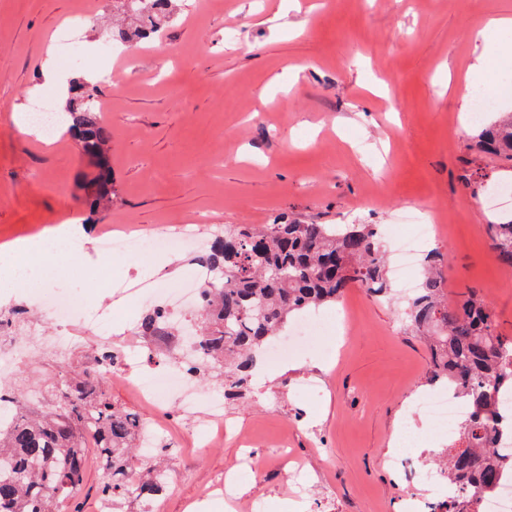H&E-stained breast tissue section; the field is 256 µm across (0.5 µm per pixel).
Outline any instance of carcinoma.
<instances>
[{"instance_id":"1","label":"carcinoma","mask_w":512,"mask_h":512,"mask_svg":"<svg viewBox=\"0 0 512 512\" xmlns=\"http://www.w3.org/2000/svg\"><path fill=\"white\" fill-rule=\"evenodd\" d=\"M122 0L125 12L139 22L130 41L162 28L171 0ZM64 117L78 136L82 153L95 168L90 208L112 210L116 191L110 152L112 130L100 118L97 86L77 84ZM475 150L512 165V118L483 125ZM497 262L512 269V220L488 225ZM211 268L217 281L204 289L194 315L199 352L192 371L199 377L224 376V398L240 397L250 383L256 355L278 336L298 312L336 304L353 287L382 297L388 294L386 251L377 224H314L275 218L260 228L234 225L213 237L195 258ZM445 270L430 259L416 293L407 301L405 320L428 343L433 377L445 378L463 397L469 411L462 445L448 449V481L457 493L441 505L443 512H480L479 498L495 491L500 474L512 472V456L495 452L499 421L496 391L512 387V341L493 332V313L484 297L470 289L454 305L443 298ZM138 335L159 340L179 336L180 329L159 309L147 311ZM17 412L0 427V512H59L58 505L77 502L86 463L85 434L97 432L103 478L98 497L114 504L132 496H153L160 485L157 469L140 462L133 447L139 414L112 401L104 378L91 364L70 366L45 392L46 409H26L24 389L0 380Z\"/></svg>"}]
</instances>
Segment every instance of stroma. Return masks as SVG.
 <instances>
[{"mask_svg": "<svg viewBox=\"0 0 512 512\" xmlns=\"http://www.w3.org/2000/svg\"><path fill=\"white\" fill-rule=\"evenodd\" d=\"M85 14L69 56L53 55L60 73L87 78L82 56L112 69L100 83L104 121L112 129V178L118 190L108 212L92 211L88 159L68 138L47 144L19 134L17 113L32 100H67L46 84L43 59L60 29ZM512 15V0H206L174 16L159 37L110 53L116 27H135L118 0H0V269L20 266L15 240L81 216L89 232L80 250L53 245L50 261L25 277L34 289L0 301L34 304L82 287L68 271L94 275L104 231L150 237L167 224H187L202 237L224 225L271 223L283 214L317 224L398 223L416 205L449 216L433 250L446 265L448 302L478 289L494 315L496 334L512 339V271L490 247L495 213L478 202L484 189L512 180V167L472 148L470 96L491 89L493 73L512 75V31L486 30L490 18ZM237 40H230L229 32ZM493 43L490 76L465 79L474 49ZM193 252L113 255L111 279L148 271L177 283L194 267ZM83 288V287H82ZM348 335L326 337L327 354L311 351L277 365L261 359L247 396L226 410L247 439L207 445L170 424L180 437L165 463L180 468L162 496L161 512H248L257 501L275 512L287 500L296 512H404L419 494L388 460L410 447L428 464L448 451L429 419L404 408L434 390L422 339L402 318L399 287L377 298L359 287L342 299ZM45 354L11 373L29 407L47 405L43 388L62 370ZM239 474L237 506L200 500L224 472Z\"/></svg>", "mask_w": 512, "mask_h": 512, "instance_id": "stroma-1", "label": "stroma"}]
</instances>
